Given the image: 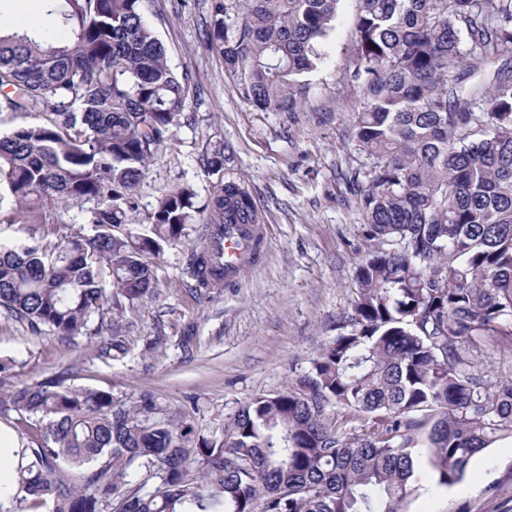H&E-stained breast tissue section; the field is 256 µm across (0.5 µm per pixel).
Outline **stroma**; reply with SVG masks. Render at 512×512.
Instances as JSON below:
<instances>
[{
  "instance_id": "1",
  "label": "stroma",
  "mask_w": 512,
  "mask_h": 512,
  "mask_svg": "<svg viewBox=\"0 0 512 512\" xmlns=\"http://www.w3.org/2000/svg\"><path fill=\"white\" fill-rule=\"evenodd\" d=\"M209 4L143 0L169 65L188 79L189 97L173 140L145 172L135 219L144 221L175 185H192L203 201L217 185L236 182L267 226L261 263L234 287L197 294L185 272L205 230L204 217L195 216L157 259L153 295L125 312L123 359L107 365L95 358L105 333L62 342L0 314V357L15 362L5 388L64 373L69 385L106 390L127 403L152 395L161 412L217 437L241 405L307 372L349 311L356 268L372 249L348 182L373 164L350 136L358 92L341 74L352 48L355 0H342L320 46L323 60L309 77L311 92L293 112H263L239 98L223 59L206 45ZM0 12L20 28L55 24L46 0H0ZM218 145L224 165L215 171L209 159ZM85 210L82 203H44L40 235L54 242L78 230ZM186 336L194 339L188 349ZM464 503L471 512H512V438L478 454L459 484L424 475L405 512H458Z\"/></svg>"
}]
</instances>
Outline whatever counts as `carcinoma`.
Listing matches in <instances>:
<instances>
[{"label": "carcinoma", "mask_w": 512, "mask_h": 512, "mask_svg": "<svg viewBox=\"0 0 512 512\" xmlns=\"http://www.w3.org/2000/svg\"><path fill=\"white\" fill-rule=\"evenodd\" d=\"M48 2L53 28L0 17V112L50 115L0 133V205L25 224L40 223V200L92 207L85 229L0 252V310L67 341L153 295L149 257L183 235L195 191L168 189L147 225L129 227L189 95L143 0ZM340 2L211 0L207 45L246 103L290 112ZM356 3L342 71L360 91L356 145L375 159L353 184L376 248L336 336L292 386L241 406L220 439L157 416L149 395L128 404L64 377L15 387L3 409L31 440L0 512H404L422 466L452 486L512 437V380L475 363L486 339L512 334V0ZM203 211L212 224L255 221L235 182ZM216 254L210 239L191 252L197 288H212ZM126 353L111 335L97 358ZM340 409L359 430L338 424Z\"/></svg>", "instance_id": "1"}]
</instances>
